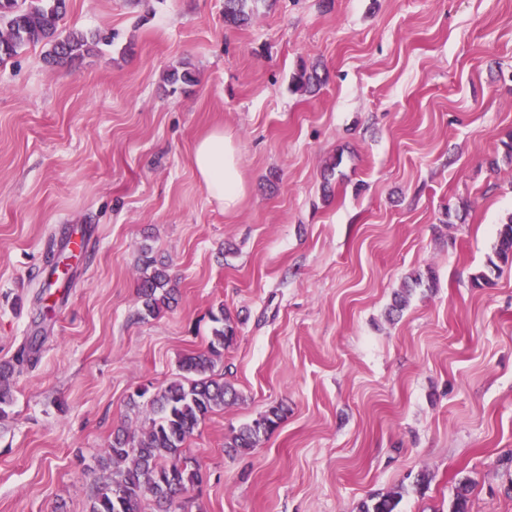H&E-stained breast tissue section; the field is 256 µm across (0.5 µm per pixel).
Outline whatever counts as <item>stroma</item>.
Wrapping results in <instances>:
<instances>
[{
	"mask_svg": "<svg viewBox=\"0 0 512 512\" xmlns=\"http://www.w3.org/2000/svg\"><path fill=\"white\" fill-rule=\"evenodd\" d=\"M60 28L105 40L0 64V361L42 339L0 419V512H89L113 430L142 419L129 395L175 378L221 309L237 332L214 372L241 399L186 445L189 512H356L398 490L399 512H450L463 479L469 512H512V266L471 285L512 216V0H260L239 28L224 0H68ZM313 68L320 91L296 89ZM223 127L232 213L192 165ZM146 249L178 295L144 320ZM52 251L66 275L45 291ZM275 405L277 428L228 452ZM282 413L281 406H273L259 418L233 429L225 438V448L236 454L250 453L258 447L263 436L278 426Z\"/></svg>",
	"mask_w": 512,
	"mask_h": 512,
	"instance_id": "stroma-1",
	"label": "stroma"
}]
</instances>
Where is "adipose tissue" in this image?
<instances>
[{
  "label": "adipose tissue",
  "mask_w": 512,
  "mask_h": 512,
  "mask_svg": "<svg viewBox=\"0 0 512 512\" xmlns=\"http://www.w3.org/2000/svg\"><path fill=\"white\" fill-rule=\"evenodd\" d=\"M193 166L211 203L225 212L236 211L244 196L238 159L237 136L230 129H216L201 138L193 152Z\"/></svg>",
  "instance_id": "adipose-tissue-1"
}]
</instances>
